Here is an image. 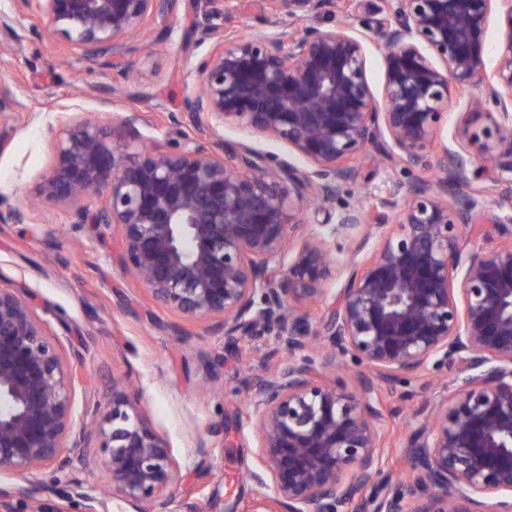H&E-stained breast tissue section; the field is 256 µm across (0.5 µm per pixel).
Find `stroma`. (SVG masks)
<instances>
[{
	"label": "stroma",
	"mask_w": 512,
	"mask_h": 512,
	"mask_svg": "<svg viewBox=\"0 0 512 512\" xmlns=\"http://www.w3.org/2000/svg\"><path fill=\"white\" fill-rule=\"evenodd\" d=\"M190 4L182 0L172 26L145 30L140 45L122 59L84 57L64 35L47 38L39 19H20L21 42L0 36V83L22 105L8 146L0 151V211L20 204L28 187L51 161L47 129L56 111L76 106L90 120L112 126L130 112L141 131L169 145L181 143L184 129L167 113L180 112L190 95L182 78L184 62H195L209 44L189 37ZM350 191L365 205L384 194L390 180L411 182L412 174L383 167L370 148L351 162ZM119 231L84 226L71 232L63 216L47 224H8L0 230V282L26 288L39 314L66 348L79 350L89 400L108 407L112 381L136 390L152 426L169 441L186 483L204 512L246 505L255 486L244 475L255 466V441L247 421L253 377L275 363L271 346L248 340L224 343L221 332L157 308L115 261ZM383 427L392 439L388 471L404 463V450L417 428L403 409L418 408L416 383L400 382L384 393ZM221 433H210L214 423Z\"/></svg>",
	"instance_id": "stroma-1"
}]
</instances>
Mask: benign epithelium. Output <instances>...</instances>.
<instances>
[{"label": "benign epithelium", "mask_w": 512, "mask_h": 512, "mask_svg": "<svg viewBox=\"0 0 512 512\" xmlns=\"http://www.w3.org/2000/svg\"><path fill=\"white\" fill-rule=\"evenodd\" d=\"M12 2L0 32L16 44L15 25L31 15L84 55L119 59L143 28L168 24L179 0ZM265 2L266 29L246 34L193 15L196 41L211 50L182 69L196 92L169 115L188 129L178 149L145 146L136 113L121 118L119 135L66 113L49 126L51 165L0 223L39 224L51 207L74 228L116 227L118 265L159 308L212 321L227 344L272 342L281 358L249 397L258 469L246 512H512V226L483 201L489 174L499 206L512 208V0H360L359 29L309 18L336 0ZM284 12L294 22L282 24ZM371 44L384 61L378 96ZM20 107L1 84L0 151ZM482 118L489 125L475 129ZM227 127L281 141L311 168L228 146ZM369 146L418 178L391 181L371 208L336 207L354 180L349 160ZM319 212L321 230L301 235ZM478 226L487 247L467 252L462 239ZM339 236L360 237L343 260ZM321 302L309 334V309ZM346 356L363 367L350 383L336 376ZM81 363L50 338L26 289L0 284V475L10 477L0 512L62 482L83 512H107L83 489L95 461L130 512L161 497L170 512H201L167 439L122 382L105 411L76 415ZM431 366L453 368L448 386L431 387ZM414 380L426 397L407 472L394 478L384 475L379 392Z\"/></svg>", "instance_id": "benign-epithelium-1"}]
</instances>
